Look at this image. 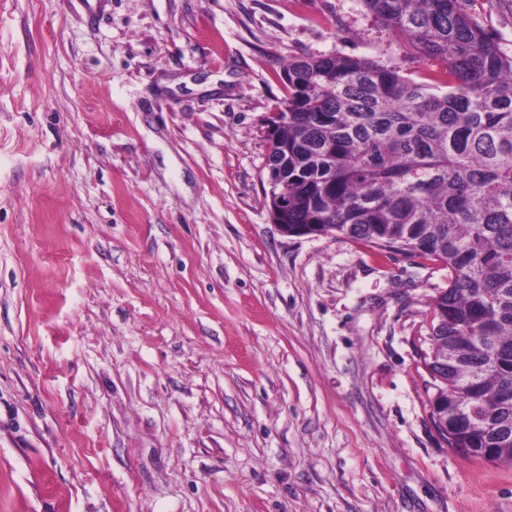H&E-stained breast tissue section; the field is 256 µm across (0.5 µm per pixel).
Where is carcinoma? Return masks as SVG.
<instances>
[{
    "label": "carcinoma",
    "instance_id": "carcinoma-1",
    "mask_svg": "<svg viewBox=\"0 0 512 512\" xmlns=\"http://www.w3.org/2000/svg\"><path fill=\"white\" fill-rule=\"evenodd\" d=\"M470 0H364L440 70L419 83L337 54L293 57L269 118L268 160L288 209L275 224L364 240L448 268L431 340H448V446L512 465V56ZM446 88L443 93L433 89ZM288 120H283V116ZM492 413L459 424L480 400Z\"/></svg>",
    "mask_w": 512,
    "mask_h": 512
}]
</instances>
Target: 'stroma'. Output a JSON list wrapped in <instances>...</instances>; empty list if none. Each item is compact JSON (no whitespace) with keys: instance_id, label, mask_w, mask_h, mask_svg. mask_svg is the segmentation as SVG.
<instances>
[{"instance_id":"35a3bbf8","label":"stroma","mask_w":512,"mask_h":512,"mask_svg":"<svg viewBox=\"0 0 512 512\" xmlns=\"http://www.w3.org/2000/svg\"><path fill=\"white\" fill-rule=\"evenodd\" d=\"M330 54L437 69L363 0H0V512H512L433 421L447 269L270 219Z\"/></svg>"}]
</instances>
